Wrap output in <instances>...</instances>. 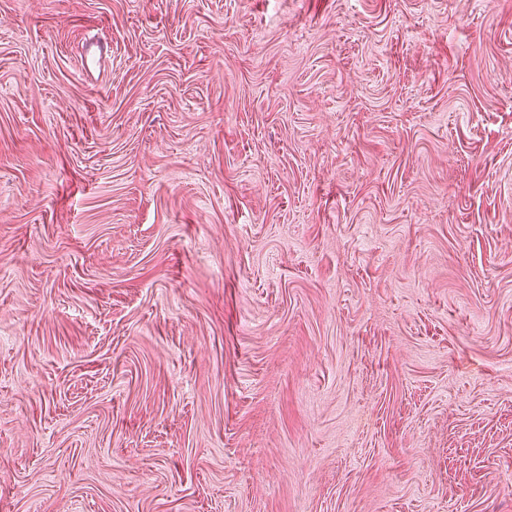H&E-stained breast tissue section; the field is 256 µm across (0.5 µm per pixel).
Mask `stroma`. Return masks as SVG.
I'll return each mask as SVG.
<instances>
[{
  "label": "stroma",
  "mask_w": 512,
  "mask_h": 512,
  "mask_svg": "<svg viewBox=\"0 0 512 512\" xmlns=\"http://www.w3.org/2000/svg\"><path fill=\"white\" fill-rule=\"evenodd\" d=\"M0 512H512V0H0Z\"/></svg>",
  "instance_id": "35a3bbf8"
}]
</instances>
